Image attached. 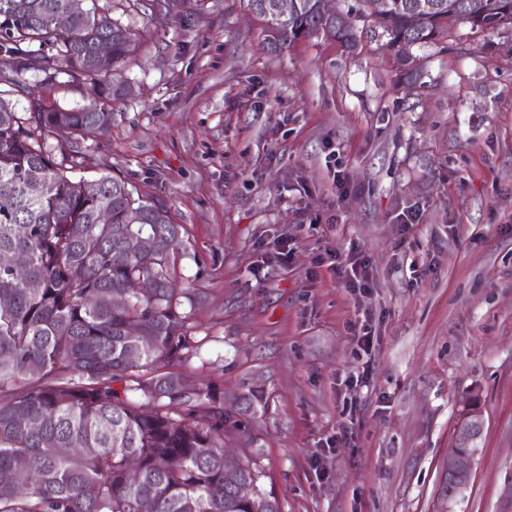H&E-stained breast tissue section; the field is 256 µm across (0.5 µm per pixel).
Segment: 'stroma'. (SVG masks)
<instances>
[{"instance_id":"35a3bbf8","label":"stroma","mask_w":512,"mask_h":512,"mask_svg":"<svg viewBox=\"0 0 512 512\" xmlns=\"http://www.w3.org/2000/svg\"><path fill=\"white\" fill-rule=\"evenodd\" d=\"M97 5L137 34L133 93L73 176L120 177L182 225L184 370L223 392L230 461L281 512H512V26L449 22L406 81L357 0L332 2L352 50L272 49L247 0ZM352 251L368 290L327 262ZM474 393L483 435L451 495Z\"/></svg>"}]
</instances>
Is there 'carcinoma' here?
Returning <instances> with one entry per match:
<instances>
[{"label": "carcinoma", "mask_w": 512, "mask_h": 512, "mask_svg": "<svg viewBox=\"0 0 512 512\" xmlns=\"http://www.w3.org/2000/svg\"><path fill=\"white\" fill-rule=\"evenodd\" d=\"M65 0H0V512H280L276 497L257 489L244 500L242 481L258 484L247 463L224 471V396L192 388L179 368L196 352L187 334L196 295L177 287L172 269L182 225L161 204L133 196L111 175L88 181L68 171L85 159L80 141L112 126V97L129 85L107 80L94 60L109 44L112 66L133 52L136 34L96 6L60 27ZM278 0H249L281 49L318 31L349 49L352 20L328 22L320 0H296L281 15ZM394 50L400 72L416 70L412 48L436 42L448 21L479 29L512 25V0H433L436 10L415 26L414 0H361ZM52 55H46V51ZM60 75L102 100L97 112L44 106L24 75ZM31 98L28 116L5 94ZM76 140L56 160L50 135ZM111 211L109 224L98 213ZM141 212L127 223L129 209ZM127 261L112 263V251ZM28 257L16 272L7 262ZM144 288L128 291L130 281ZM61 448L78 452L62 454ZM24 476L27 485L18 487Z\"/></svg>", "instance_id": "cac0c4a2"}]
</instances>
